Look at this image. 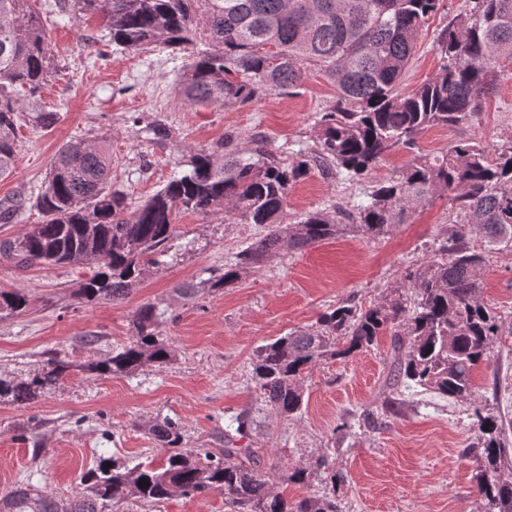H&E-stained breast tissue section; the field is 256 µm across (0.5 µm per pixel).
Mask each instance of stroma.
<instances>
[{
    "label": "stroma",
    "instance_id": "stroma-1",
    "mask_svg": "<svg viewBox=\"0 0 512 512\" xmlns=\"http://www.w3.org/2000/svg\"><path fill=\"white\" fill-rule=\"evenodd\" d=\"M58 76L25 105L14 174L0 180V201L36 195L59 148L70 141L102 142L112 153V181L138 206L180 171L191 156L231 139L239 148L264 142L280 151L288 143L314 146L316 117L336 99L324 72L308 67L303 84L247 106L219 107L181 100L177 84L185 59L159 46L116 52L102 18L76 19L57 0H35ZM465 0H443L426 23L401 87L411 90L434 78L441 61L438 29L465 9ZM59 121L44 129L36 112ZM163 120L164 141L150 127ZM512 137V65L500 73L479 115L452 127L435 126L418 139L421 153L446 151L458 141L499 144ZM409 159L389 156L368 178L348 181L314 166L288 195V219L306 212L348 213L373 182L390 177ZM455 218L447 197L420 208L411 223L389 237L349 233L283 254L243 272L238 280L187 299L178 287L223 267L264 234L260 224L223 216L182 214L183 240L173 259L147 272L122 301L86 305L76 293L89 270L83 265L19 269L0 257V290L26 289L30 305L0 317V373L24 376L48 357L73 362L70 374L49 394L25 405L0 403V490L26 482L60 497L79 489L80 477L100 456L118 464L166 459L150 428L163 419L178 423L184 446L220 448L235 417L247 411L251 429L238 445L259 455L260 467L288 500L322 494L320 482L282 480L285 467L330 456L344 477L336 486L342 512H485L474 486L479 466L468 449L476 437L474 406L512 420V333L500 336L494 356L473 373V396L456 401L419 387L398 394L387 407L392 338L341 359L322 360L302 381L300 413L284 419L262 405L250 376L256 349L354 300L367 306L398 286L406 270L429 260ZM483 300L512 323V251H498L481 269ZM172 314L163 334L175 355L163 367L146 366L124 377L88 371L90 362L127 345L130 320L144 304ZM117 512H232L222 494L164 502L128 500Z\"/></svg>",
    "mask_w": 512,
    "mask_h": 512
}]
</instances>
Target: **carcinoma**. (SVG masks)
I'll return each instance as SVG.
<instances>
[{
    "mask_svg": "<svg viewBox=\"0 0 512 512\" xmlns=\"http://www.w3.org/2000/svg\"><path fill=\"white\" fill-rule=\"evenodd\" d=\"M72 11L106 19L117 48L137 52L163 44L187 54L182 100L242 106L299 87L314 66L336 84L335 102L319 113L316 148L289 152L288 162L258 143L247 153L226 142L202 149L186 169L137 209L110 177L112 157L102 145L69 142L33 201L41 224L0 243L19 267L86 265L85 303L128 297L149 267L160 263L179 236L181 213L222 214L240 224H263L251 242L210 277L179 288L185 297L236 280L283 252H297L346 233L384 238L411 222L435 196L455 204L448 237L426 263L384 301L359 308L352 300L323 314L319 326L261 346L251 378L261 401L283 417L303 405L301 382L318 360L346 356L392 336L393 385L418 386L450 400L473 394L474 370L494 354L504 322L480 295L485 253L512 250V139L492 147L456 142L440 155L416 154L391 177L372 185L348 214L310 211L286 222L288 194L314 162L354 180L369 176L391 154L413 150L435 126L475 118L493 91L499 68L512 65V0H467L437 33L441 72L407 93L399 91L421 31L441 0H72ZM34 0H0V178L16 168L20 95L33 99L53 74L51 47ZM27 201L0 202V223L10 224ZM478 236L484 249L471 246ZM29 305L23 289L0 291V314ZM168 310L138 308L128 345L88 368L127 376L161 366L172 347L161 336ZM346 347L338 348L340 343ZM53 356L24 377H0V400L30 403L70 372ZM478 434L468 451L483 460L473 480L488 512H512V449L502 417L474 408ZM167 453L164 464L132 467L100 458L80 479L81 491L59 498L20 483L0 495V512H109L128 499L160 502L172 494L224 495L234 512H339L336 476L322 455L288 467L299 484L322 480L328 491L290 502L274 492L248 448L224 438L222 448H182L177 423L153 426ZM147 485L140 486V481Z\"/></svg>",
    "mask_w": 512,
    "mask_h": 512,
    "instance_id": "obj_1",
    "label": "carcinoma"
}]
</instances>
